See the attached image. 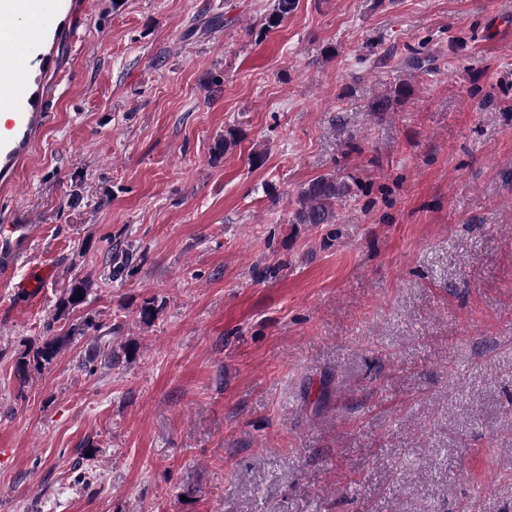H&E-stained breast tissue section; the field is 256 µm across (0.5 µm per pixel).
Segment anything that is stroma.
Returning <instances> with one entry per match:
<instances>
[{"label":"stroma","instance_id":"obj_1","mask_svg":"<svg viewBox=\"0 0 512 512\" xmlns=\"http://www.w3.org/2000/svg\"><path fill=\"white\" fill-rule=\"evenodd\" d=\"M272 2L74 0L28 57L49 118L0 225L56 279L0 281V512H512V0L263 35ZM328 174L335 223H294ZM53 270L46 265H32L29 266L24 276L16 283L13 288H16V293L19 297L24 298L25 301L33 302L38 300L44 288H47L49 283L52 282ZM89 290V281L74 279L68 284L67 288L63 289L60 307L65 310L79 308L85 302Z\"/></svg>","mask_w":512,"mask_h":512}]
</instances>
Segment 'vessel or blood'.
Here are the masks:
<instances>
[{"label": "vessel or blood", "mask_w": 512, "mask_h": 512, "mask_svg": "<svg viewBox=\"0 0 512 512\" xmlns=\"http://www.w3.org/2000/svg\"><path fill=\"white\" fill-rule=\"evenodd\" d=\"M66 0H0V73L14 75L25 70L24 61L37 53L43 41L51 39L55 31L45 22L46 12H62ZM34 21L41 32L37 41L21 38L17 27L19 19ZM10 112L0 116V175L7 177L18 165L34 129L47 118L37 111L33 96H14ZM31 225L7 224L0 228V275L13 273L21 257V245L30 242ZM53 271L45 265L29 266L24 276L15 284L16 293L24 300H38L51 283Z\"/></svg>", "instance_id": "vessel-or-blood-1"}]
</instances>
